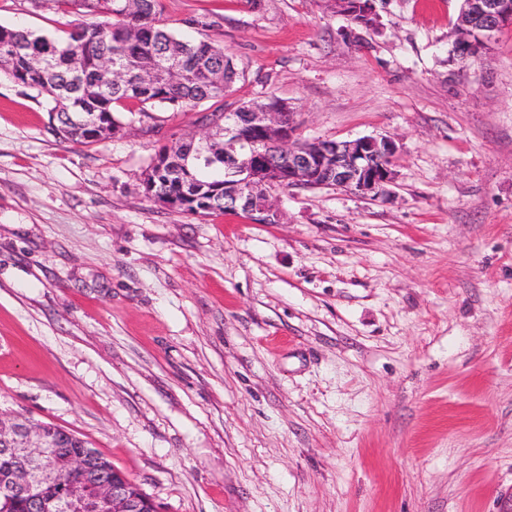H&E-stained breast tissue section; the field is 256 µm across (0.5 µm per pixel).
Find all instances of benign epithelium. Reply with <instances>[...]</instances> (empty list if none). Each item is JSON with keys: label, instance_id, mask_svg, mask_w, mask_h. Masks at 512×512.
I'll return each mask as SVG.
<instances>
[{"label": "benign epithelium", "instance_id": "obj_1", "mask_svg": "<svg viewBox=\"0 0 512 512\" xmlns=\"http://www.w3.org/2000/svg\"><path fill=\"white\" fill-rule=\"evenodd\" d=\"M336 8L349 19L358 14L378 19L376 0H336ZM504 26H512V0H470L458 18L450 55L473 49L475 36L489 45L492 34ZM204 127L224 135V209L243 211L265 223L279 218L266 187L284 175L294 187L334 186L375 195L393 178L398 153L394 139L319 140L302 146L295 113L283 102L252 112H227L224 122ZM264 143L272 150H256ZM59 443L48 424L21 415L1 417L0 452L17 465L0 485V493L52 487L67 468L79 478L49 503V512H158L136 485L91 469L84 455L61 456L56 451Z\"/></svg>", "mask_w": 512, "mask_h": 512}]
</instances>
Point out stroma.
Here are the masks:
<instances>
[{
  "label": "stroma",
  "instance_id": "1",
  "mask_svg": "<svg viewBox=\"0 0 512 512\" xmlns=\"http://www.w3.org/2000/svg\"><path fill=\"white\" fill-rule=\"evenodd\" d=\"M307 141L393 137L387 195L272 189L273 224L148 197L193 110L61 141L0 77V413L87 441L159 512H512V28L450 61L461 0H162ZM73 17L0 0V25ZM349 1H352L354 12H348L345 10L346 5ZM376 1L377 0H336V8L337 12H340L343 16H346L348 19H351L356 14L365 17V20L373 19L367 25L377 24V10H376ZM344 6V7H343Z\"/></svg>",
  "mask_w": 512,
  "mask_h": 512
}]
</instances>
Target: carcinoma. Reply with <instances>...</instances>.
<instances>
[{"label":"carcinoma","mask_w":512,"mask_h":512,"mask_svg":"<svg viewBox=\"0 0 512 512\" xmlns=\"http://www.w3.org/2000/svg\"><path fill=\"white\" fill-rule=\"evenodd\" d=\"M75 16L64 41L0 26V74L46 92L53 105L51 131L67 142L92 145L121 129L117 108L133 103L140 112L156 107L194 109L202 103L211 110L202 118L224 121V81L235 83L239 72L232 56L210 41L183 40L161 20L162 0H32ZM178 56L179 72L154 83L143 74L164 58ZM104 58L120 65L125 78L101 84L96 71ZM193 139L162 148L143 186L149 196L170 195L186 203L193 214L224 211V141L200 160ZM67 435L63 455L86 454L109 474H119L110 461L86 442ZM0 512H34L26 495L0 502Z\"/></svg>","instance_id":"1"}]
</instances>
